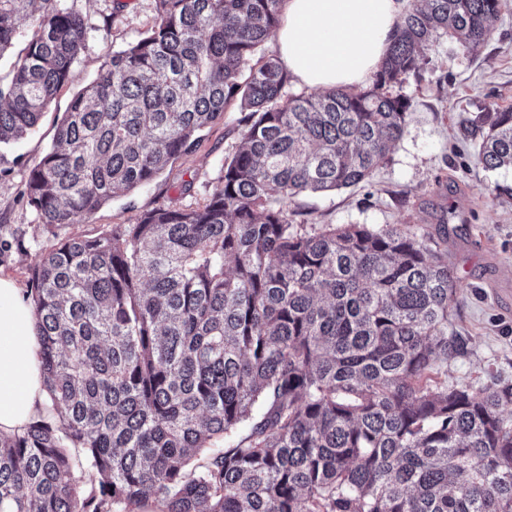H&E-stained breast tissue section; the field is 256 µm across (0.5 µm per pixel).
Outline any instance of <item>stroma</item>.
<instances>
[{"label":"stroma","instance_id":"stroma-1","mask_svg":"<svg viewBox=\"0 0 512 512\" xmlns=\"http://www.w3.org/2000/svg\"><path fill=\"white\" fill-rule=\"evenodd\" d=\"M69 2L89 31L74 80L23 138L0 147V224L30 239L25 253L0 263V272L22 287L47 246L37 240L38 221L21 200L27 170L51 146L57 120L74 94L97 77L109 53L138 40L156 15L155 0ZM423 55L421 71L399 89L412 107L388 159L358 186L303 194L286 201L285 209L295 224H400L419 235L444 226L448 266L458 281L452 326L469 338L467 354L449 362L448 379L480 387L496 375L512 379V200L490 194L494 184L512 186V169L485 171L478 141L465 138L462 128L490 106L512 105V0L480 47L443 35ZM242 118L239 105H231L192 153L154 181L115 195L90 218L61 229L60 237L132 224L158 205L204 203L242 141Z\"/></svg>","mask_w":512,"mask_h":512}]
</instances>
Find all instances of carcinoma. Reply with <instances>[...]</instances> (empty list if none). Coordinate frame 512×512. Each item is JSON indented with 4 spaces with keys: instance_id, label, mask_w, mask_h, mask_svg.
Instances as JSON below:
<instances>
[{
    "instance_id": "carcinoma-1",
    "label": "carcinoma",
    "mask_w": 512,
    "mask_h": 512,
    "mask_svg": "<svg viewBox=\"0 0 512 512\" xmlns=\"http://www.w3.org/2000/svg\"><path fill=\"white\" fill-rule=\"evenodd\" d=\"M145 35L72 99L23 200L54 240L30 270L49 402L0 432V512H512V382L448 384L445 241L294 224L287 200L355 186L403 137L392 89L446 33L475 49L502 0H423L370 87L283 99L262 46L282 0H155ZM0 145L74 77L67 0H0ZM238 102L246 130L202 205L58 238L156 179ZM512 168V107L464 128ZM27 251L0 226V262Z\"/></svg>"
}]
</instances>
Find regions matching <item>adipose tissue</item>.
<instances>
[{
    "label": "adipose tissue",
    "instance_id": "ef3b65f1",
    "mask_svg": "<svg viewBox=\"0 0 512 512\" xmlns=\"http://www.w3.org/2000/svg\"><path fill=\"white\" fill-rule=\"evenodd\" d=\"M409 0H283L274 40L283 68L314 91L363 86L384 62ZM36 319L0 273V432L22 431L48 400Z\"/></svg>",
    "mask_w": 512,
    "mask_h": 512
}]
</instances>
